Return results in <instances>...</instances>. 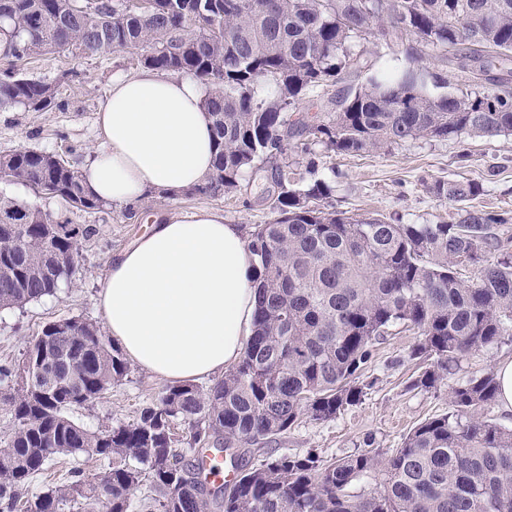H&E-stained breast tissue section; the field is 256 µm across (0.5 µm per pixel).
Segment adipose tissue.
I'll use <instances>...</instances> for the list:
<instances>
[{"label":"adipose tissue","mask_w":512,"mask_h":512,"mask_svg":"<svg viewBox=\"0 0 512 512\" xmlns=\"http://www.w3.org/2000/svg\"><path fill=\"white\" fill-rule=\"evenodd\" d=\"M204 83L142 69L113 79L97 115L98 146L81 173L115 205L204 184L214 136ZM257 276L239 225L198 209L165 217L112 259L98 293L108 335L134 364L197 382L239 361L252 334Z\"/></svg>","instance_id":"adipose-tissue-1"}]
</instances>
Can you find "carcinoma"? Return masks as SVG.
Instances as JSON below:
<instances>
[{"instance_id": "cac0c4a2", "label": "carcinoma", "mask_w": 512, "mask_h": 512, "mask_svg": "<svg viewBox=\"0 0 512 512\" xmlns=\"http://www.w3.org/2000/svg\"><path fill=\"white\" fill-rule=\"evenodd\" d=\"M201 18L191 36L182 18ZM416 42L468 81L439 96L418 75ZM68 48L105 56L139 51L138 64L206 81L215 166L188 195L238 191L248 170L270 169L273 218L248 238L258 275L254 335L240 361L206 387H162L131 423L89 431L71 411L103 398L131 372L99 326L59 338L43 325L22 362L0 365V404L12 418L0 445V512H131L147 478L160 496L148 512H512V428L480 416L498 397L494 369L455 377L466 357L512 341V255L493 226L511 212L458 209L453 222L395 224L324 206L332 186L316 164L292 168L323 145L361 153L420 138L512 134V0H0V56L16 61ZM407 62L397 78L373 74L381 51ZM490 83L485 87L484 83ZM310 93L324 117L292 118ZM55 86L15 71L0 79V111L44 112ZM0 182L58 198L79 211L89 195L62 157L30 149L0 155ZM448 204L477 195L474 180H436ZM95 230L60 224L40 208L0 195V310L52 295L71 281L81 242ZM477 267L471 283L457 266ZM416 330L408 357L422 365L412 386L448 387L453 411L419 424L385 458L370 451L327 462L310 451L247 465L302 419L324 423L358 403L374 347L396 326ZM202 448L229 456L235 479L214 489L187 459ZM108 462L101 478L22 499L59 453ZM112 484L102 498L100 480ZM373 481L354 494L350 487Z\"/></svg>"}]
</instances>
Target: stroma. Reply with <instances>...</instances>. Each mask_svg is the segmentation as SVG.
<instances>
[{
  "mask_svg": "<svg viewBox=\"0 0 512 512\" xmlns=\"http://www.w3.org/2000/svg\"><path fill=\"white\" fill-rule=\"evenodd\" d=\"M13 66L28 76L55 82L56 104L46 112L21 107L0 112V154L24 148L42 150L62 155L77 167L97 144L95 114L104 104L113 78L139 69L129 50L99 57L77 56L60 49ZM314 151L318 176L334 188L331 205L350 215L379 214L396 224L451 220L455 206L428 190L434 181L448 179L481 183L480 194L468 201L470 207L512 212V135L421 138L360 154L334 153L321 145ZM270 185L269 173L249 172L241 191L220 197L149 195L142 200L149 220L133 224L118 205L83 212L59 199L35 196L23 185L0 183V195L31 203L56 220L95 230L81 246L72 286L20 308L0 310V364L18 361L47 322L75 317L101 323L96 294L110 262L148 231L151 218L209 208L223 212L229 223L248 232L271 217L265 201ZM415 341L414 332L402 327L391 329L377 344L373 363L363 376L368 387L360 402L333 421L301 422L279 438L278 448L291 453L313 451L327 461L368 448L387 456L402 447L407 434L420 423L450 412L447 388L420 391L412 387L417 365L408 353ZM165 384V379L133 368L129 377L114 385L103 399L74 409L71 416L90 430L108 423L133 422L142 405ZM75 467L92 476L101 473L104 464L83 455H57L46 471L34 477L29 492L65 482Z\"/></svg>",
  "mask_w": 512,
  "mask_h": 512,
  "instance_id": "35a3bbf8",
  "label": "stroma"
}]
</instances>
